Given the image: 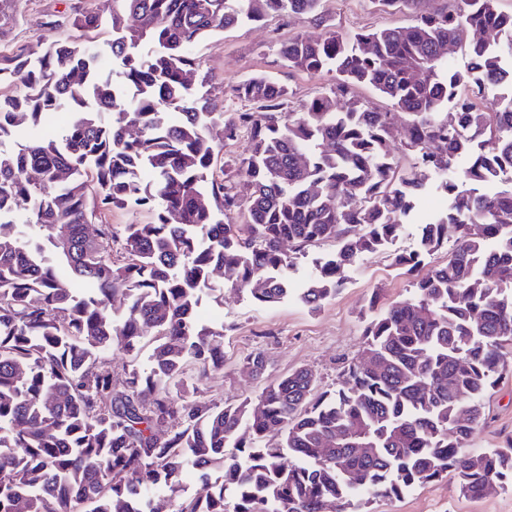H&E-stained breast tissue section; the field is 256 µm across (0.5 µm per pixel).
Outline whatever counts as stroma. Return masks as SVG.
<instances>
[{
  "label": "stroma",
  "instance_id": "obj_1",
  "mask_svg": "<svg viewBox=\"0 0 512 512\" xmlns=\"http://www.w3.org/2000/svg\"><path fill=\"white\" fill-rule=\"evenodd\" d=\"M108 14L112 0H0V48L25 47L41 55L54 40L75 36L70 20L76 6ZM325 23L307 16L267 17L260 23H243L225 29L200 43L195 54L200 71L208 77L204 88L214 112L243 110L234 88L246 76L266 74L287 84L293 102L316 96L331 83L332 75L308 74L282 65V43L295 37L324 38L331 30L350 35L360 29L412 24L414 15L405 9H382L371 0H323ZM419 247L418 227L405 225L395 244L357 257L348 271L346 287L313 312L288 298L273 306L254 303L243 290L224 289L222 300L203 297L199 320L223 326L225 361L209 373L201 385L205 400L234 404L255 397L265 382L295 369L312 371L319 390L336 389L346 363L360 359L363 349L361 314L382 311L412 294L408 276L393 264L395 254ZM263 351L264 376L243 368L244 357ZM487 425L477 432L472 445L496 448L512 440V375L503 376L486 402ZM366 512H512V492L472 500L463 496L454 477L447 476L416 487L400 499L370 500Z\"/></svg>",
  "mask_w": 512,
  "mask_h": 512
}]
</instances>
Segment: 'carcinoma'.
<instances>
[{
	"label": "carcinoma",
	"mask_w": 512,
	"mask_h": 512,
	"mask_svg": "<svg viewBox=\"0 0 512 512\" xmlns=\"http://www.w3.org/2000/svg\"><path fill=\"white\" fill-rule=\"evenodd\" d=\"M320 2L112 0L110 41L58 39L34 61L0 50V89L23 86L0 92V137L24 140L0 152V219L23 217L0 224V512H156L188 467L205 494L174 512H357L451 473L474 500L512 489V443L468 447L512 371L500 355L512 344V177L491 180L512 165V12L500 0L428 11L376 0L414 11V23L284 44L288 68L334 74L321 95L292 108L288 87L257 74L237 88L247 109L208 111L195 81L202 41L273 14L322 23ZM98 25L88 11L72 21ZM461 29L492 38L472 42L458 71L444 47ZM357 86L393 111L366 105ZM501 86L511 93L485 111L479 99ZM90 93L111 121L84 110ZM57 111L70 113L60 137L41 128ZM400 112L407 172L393 162ZM219 120L227 141L248 134L237 183L215 173L207 131ZM428 188L446 210L394 265L414 274L450 228L455 248L413 280L412 298L365 319L372 365L348 364L340 387L322 392L300 368L236 405L182 391L189 370L199 381L224 367V327L196 319L203 295L221 300L215 272L276 305L306 248L332 241L298 292L317 310L358 255L415 221ZM130 206L153 219L126 225L114 257L103 216ZM239 212L246 223H224ZM115 350L128 357L121 390ZM362 444L371 452L356 453Z\"/></svg>",
	"instance_id": "obj_1"
}]
</instances>
